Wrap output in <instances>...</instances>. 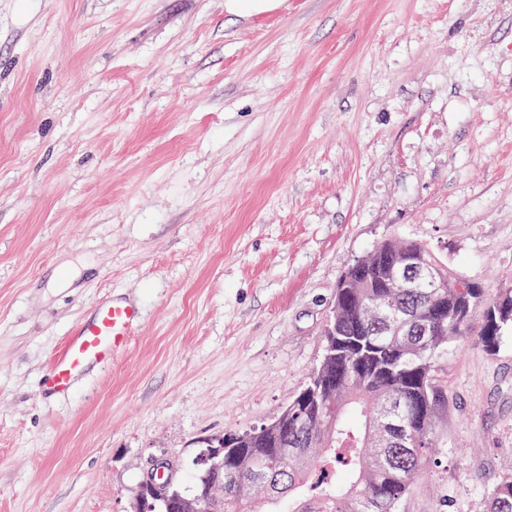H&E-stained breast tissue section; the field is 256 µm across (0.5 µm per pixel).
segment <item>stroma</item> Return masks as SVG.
<instances>
[{
	"label": "stroma",
	"mask_w": 512,
	"mask_h": 512,
	"mask_svg": "<svg viewBox=\"0 0 512 512\" xmlns=\"http://www.w3.org/2000/svg\"><path fill=\"white\" fill-rule=\"evenodd\" d=\"M224 2L0 0V512H131L155 456L270 422L385 239L512 285V0ZM110 296L129 345L48 394ZM438 371L398 512L512 466V332ZM280 0H226L224 8L238 15H248L274 9Z\"/></svg>",
	"instance_id": "obj_1"
}]
</instances>
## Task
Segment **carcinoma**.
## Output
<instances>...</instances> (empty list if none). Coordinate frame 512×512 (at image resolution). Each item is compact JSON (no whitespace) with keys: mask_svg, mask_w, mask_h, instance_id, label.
Returning <instances> with one entry per match:
<instances>
[{"mask_svg":"<svg viewBox=\"0 0 512 512\" xmlns=\"http://www.w3.org/2000/svg\"><path fill=\"white\" fill-rule=\"evenodd\" d=\"M399 252H418L422 263L445 271L429 247L414 239L395 242ZM386 271L371 269L356 284L336 289L332 335L324 337L321 363L342 366L325 388L310 372L278 417L288 418V447L261 428L224 434V471L171 459L169 491L148 495L133 512H169V493H206L210 512H398L401 499L432 448L433 425L424 411L436 408L444 385L436 374L440 353L451 342L478 337L486 351L512 329V288L492 293L457 277L451 288H383ZM437 298L448 319L430 323L424 314ZM495 315L493 334L485 317ZM423 327L432 336H420ZM238 455L256 458L274 483L231 464ZM480 512H512V470L488 488Z\"/></svg>","mask_w":512,"mask_h":512,"instance_id":"carcinoma-1","label":"carcinoma"}]
</instances>
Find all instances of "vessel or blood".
Instances as JSON below:
<instances>
[{
    "instance_id": "vessel-or-blood-1",
    "label": "vessel or blood",
    "mask_w": 512,
    "mask_h": 512,
    "mask_svg": "<svg viewBox=\"0 0 512 512\" xmlns=\"http://www.w3.org/2000/svg\"><path fill=\"white\" fill-rule=\"evenodd\" d=\"M138 321L139 309L134 303L114 299L99 302L53 356L45 380L47 390L67 393L88 367L110 362L113 354L126 348Z\"/></svg>"
}]
</instances>
